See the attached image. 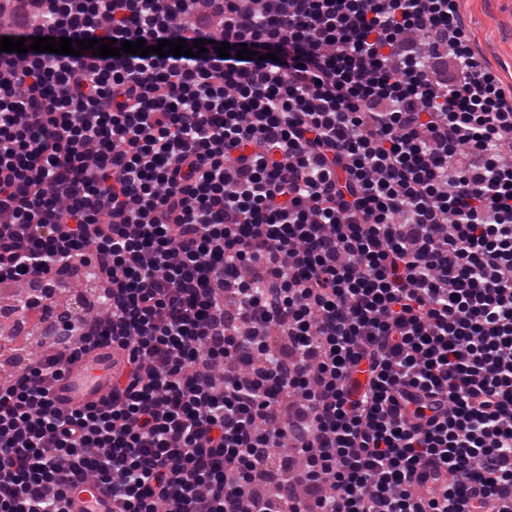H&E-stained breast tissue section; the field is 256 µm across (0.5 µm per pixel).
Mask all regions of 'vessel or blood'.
<instances>
[{"label":"vessel or blood","instance_id":"vessel-or-blood-1","mask_svg":"<svg viewBox=\"0 0 512 512\" xmlns=\"http://www.w3.org/2000/svg\"><path fill=\"white\" fill-rule=\"evenodd\" d=\"M121 353L104 344L69 366L53 382L50 395L55 407L64 413L90 403H101L112 396V377ZM448 481L446 468H423L418 489L427 497L436 496ZM66 512H112V497L101 485L87 481L72 491Z\"/></svg>","mask_w":512,"mask_h":512}]
</instances>
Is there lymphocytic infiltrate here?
<instances>
[{
	"instance_id": "f902f5d3",
	"label": "lymphocytic infiltrate",
	"mask_w": 512,
	"mask_h": 512,
	"mask_svg": "<svg viewBox=\"0 0 512 512\" xmlns=\"http://www.w3.org/2000/svg\"><path fill=\"white\" fill-rule=\"evenodd\" d=\"M8 3L14 38L230 55L0 52V282L88 267L107 309L0 380V512H512V103L456 0ZM102 342L111 401L60 413ZM446 483H448V470L446 468L425 467L421 470L420 483H417L416 486L422 495L434 497ZM67 512H112V496L101 485L87 481L79 483L65 504Z\"/></svg>"
}]
</instances>
